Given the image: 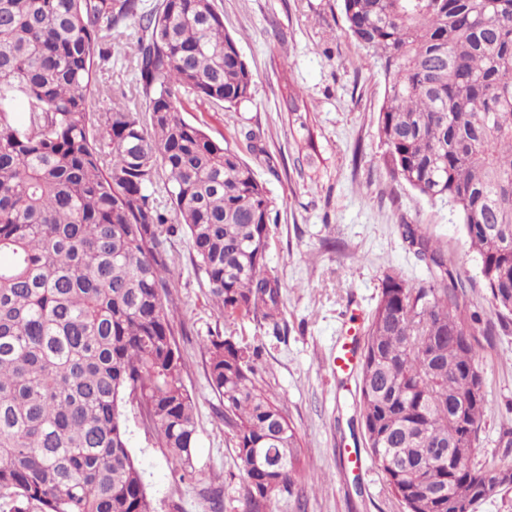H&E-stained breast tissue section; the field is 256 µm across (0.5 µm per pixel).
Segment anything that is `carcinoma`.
<instances>
[{
  "label": "carcinoma",
  "instance_id": "1",
  "mask_svg": "<svg viewBox=\"0 0 512 512\" xmlns=\"http://www.w3.org/2000/svg\"><path fill=\"white\" fill-rule=\"evenodd\" d=\"M347 34L387 84L377 130L393 179L457 216L498 320L512 323V0H342ZM138 26L136 82L96 61ZM253 75L214 0H0V500L9 512H154L123 406L194 470L195 401L183 377L166 236L187 231L218 312L277 322L266 272L278 212L238 151L180 115L184 95L251 100ZM28 109L18 119L13 104ZM163 184L172 213L153 198ZM427 266L382 280L361 353L371 458L405 512H451L512 490V462L469 464L488 404L466 282L417 224ZM224 403L240 512H268L302 465L257 347L203 344Z\"/></svg>",
  "mask_w": 512,
  "mask_h": 512
}]
</instances>
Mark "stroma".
<instances>
[{
  "label": "stroma",
  "mask_w": 512,
  "mask_h": 512,
  "mask_svg": "<svg viewBox=\"0 0 512 512\" xmlns=\"http://www.w3.org/2000/svg\"><path fill=\"white\" fill-rule=\"evenodd\" d=\"M224 27L238 41L253 74L252 98L218 107L185 99L182 117L212 139L244 152L265 182L279 214L270 234L267 270L281 286V319L224 321L207 281L192 262L191 244L175 228L166 246L169 294L184 382L196 402L193 476L183 478L153 432L126 407L129 447L154 512H239L241 479L224 405L209 384L202 344L222 334L260 347L257 377L282 401L302 442L304 464L274 512H404L366 447L358 402V372H336L342 337L363 336L384 272L408 281L427 276L397 226L420 227L461 265L469 285L464 315L492 319L488 293L460 222L389 174L377 118L386 84L374 57L345 30L341 0H215ZM307 103L306 126L287 112L286 87ZM262 134L261 154L247 152L242 133ZM314 164H307L305 152ZM480 367L488 406L476 465L512 462V439L500 436L512 419V329L493 326L481 337ZM356 453L353 466L348 453Z\"/></svg>",
  "instance_id": "1"
}]
</instances>
